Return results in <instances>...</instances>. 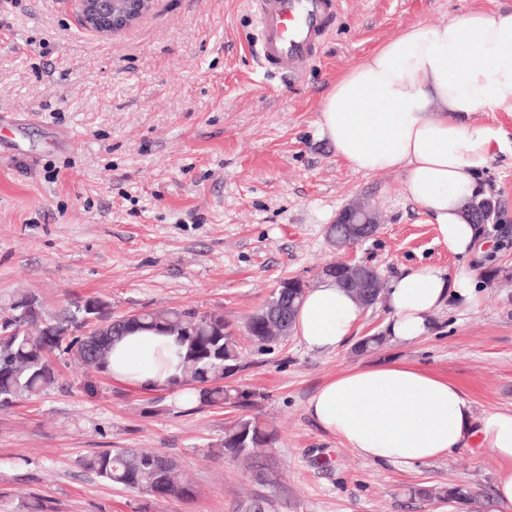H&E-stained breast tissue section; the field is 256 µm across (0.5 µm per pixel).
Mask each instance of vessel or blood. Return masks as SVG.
Wrapping results in <instances>:
<instances>
[{
	"instance_id": "1",
	"label": "vessel or blood",
	"mask_w": 512,
	"mask_h": 512,
	"mask_svg": "<svg viewBox=\"0 0 512 512\" xmlns=\"http://www.w3.org/2000/svg\"><path fill=\"white\" fill-rule=\"evenodd\" d=\"M255 42L265 66L297 74L317 56L337 18L338 0H252Z\"/></svg>"
}]
</instances>
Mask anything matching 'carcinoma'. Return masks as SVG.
<instances>
[{
	"label": "carcinoma",
	"mask_w": 512,
	"mask_h": 512,
	"mask_svg": "<svg viewBox=\"0 0 512 512\" xmlns=\"http://www.w3.org/2000/svg\"><path fill=\"white\" fill-rule=\"evenodd\" d=\"M328 235L336 250L348 245L345 225H332ZM304 294L303 288L279 289L252 314L246 329L254 343L270 350L286 340ZM10 319L14 320L11 327L0 326L1 409L36 399L54 387L57 359L106 373L112 341L135 331L168 333L184 347L181 376L175 385L196 395L186 398L187 410L227 406L244 412L257 406L256 392L230 381L240 368L241 356L231 324L221 311L166 308L141 311L133 319L116 318L111 303L97 297L76 298L61 311L50 312L35 296L22 294L0 305V321ZM68 329L72 334H66ZM276 440L272 428L244 414L224 426L217 448L230 458L249 460L256 449L270 447ZM84 466L151 500L189 498L194 491L177 462L157 450L100 452L85 459ZM410 494L427 500L470 498L462 485L419 487Z\"/></svg>",
	"instance_id": "obj_1"
}]
</instances>
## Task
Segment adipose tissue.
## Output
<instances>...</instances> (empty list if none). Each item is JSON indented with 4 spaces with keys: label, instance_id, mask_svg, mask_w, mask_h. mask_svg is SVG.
Returning a JSON list of instances; mask_svg holds the SVG:
<instances>
[{
    "label": "adipose tissue",
    "instance_id": "ef3b65f1",
    "mask_svg": "<svg viewBox=\"0 0 512 512\" xmlns=\"http://www.w3.org/2000/svg\"><path fill=\"white\" fill-rule=\"evenodd\" d=\"M512 112V9L416 24L376 48L337 79L318 118L322 137L358 173L402 170L407 192L458 256L478 244L465 205L483 196L479 174L512 146L502 128L475 112ZM474 274L425 266L388 289V332L406 342L426 335L446 298L475 299ZM362 307L325 281L308 289L294 330L311 350H332L362 317ZM174 337L138 331L112 345L109 373L135 388L178 376ZM326 430L373 460L428 461L479 441L501 461L494 490L512 505V413L475 416L460 387L401 361L358 367L325 383L307 404Z\"/></svg>",
    "mask_w": 512,
    "mask_h": 512
}]
</instances>
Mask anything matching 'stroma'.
I'll use <instances>...</instances> for the list:
<instances>
[{
	"label": "stroma",
	"mask_w": 512,
	"mask_h": 512,
	"mask_svg": "<svg viewBox=\"0 0 512 512\" xmlns=\"http://www.w3.org/2000/svg\"><path fill=\"white\" fill-rule=\"evenodd\" d=\"M512 0H341L334 30L303 74L272 75L254 52L249 0H154L135 25L103 37L75 0H0V303L20 292L51 312L99 297L113 315L165 307L220 310L243 367L234 383L279 440L264 484L217 444L232 415L181 411L171 392L145 394L58 363L59 383L0 412V512H512L494 495L500 460L469 447L407 465L370 460L306 412L336 376L395 359L458 384L476 415L512 411V249L492 265L438 242L401 171L339 161L317 120L336 79L406 28L511 9ZM488 197L512 215V155L484 169ZM381 224L350 249L384 280L434 265L477 270L480 300L436 309L433 328L387 339L390 311L366 309L331 351L289 336L274 351L247 319L285 277L312 281L336 260L327 229L348 203ZM381 334L360 353L362 337ZM116 448L159 450L189 475L187 499L149 501L85 469ZM469 487L473 503L411 497L418 485Z\"/></svg>",
	"instance_id": "1"
}]
</instances>
